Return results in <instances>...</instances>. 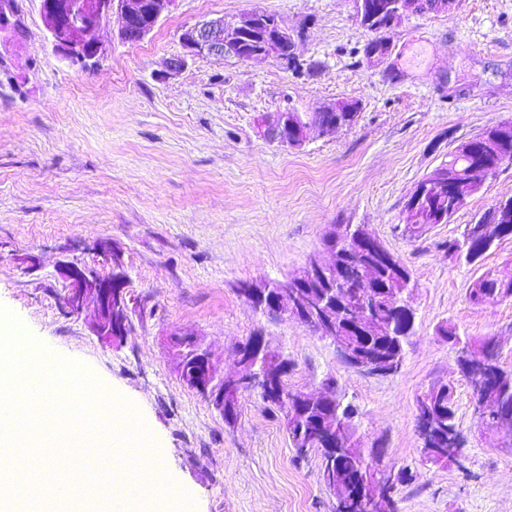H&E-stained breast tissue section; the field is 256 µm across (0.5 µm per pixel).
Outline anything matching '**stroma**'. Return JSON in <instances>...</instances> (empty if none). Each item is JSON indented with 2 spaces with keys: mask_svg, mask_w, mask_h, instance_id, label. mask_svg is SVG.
<instances>
[{
  "mask_svg": "<svg viewBox=\"0 0 512 512\" xmlns=\"http://www.w3.org/2000/svg\"><path fill=\"white\" fill-rule=\"evenodd\" d=\"M23 5V39L0 48V305L135 404L193 512H334L336 497L317 453L296 458L281 414L256 394L242 396L230 427L179 381L166 342L179 329L196 334L221 374L234 371L238 342L259 332L293 362V389L315 393L335 379L359 411V435L384 438V466L409 476L399 512H512V447L476 414L455 349L438 334L448 324L494 338L512 369V298L477 307L467 297L483 274L512 280V239L474 266L442 246L512 197V163L420 239L408 237L403 212L458 143L512 121V0L403 17L394 80L360 62L370 35L351 0H176L133 44L120 39L115 15L94 33L107 57L87 70L54 52L35 0ZM253 7L298 32L296 53L317 70L200 57L166 74L184 28ZM341 99L359 103L357 122L311 133L301 148L258 131L263 115ZM337 224L365 225L416 284L397 373L348 367L304 324L255 312L238 292L297 273ZM103 240L122 250L131 294L129 332L116 347L90 332L92 308L67 311L56 273L63 259L99 266ZM29 254L39 266L27 267ZM437 382L455 389L468 452L460 468L420 458L415 400Z\"/></svg>",
  "mask_w": 512,
  "mask_h": 512,
  "instance_id": "1",
  "label": "stroma"
}]
</instances>
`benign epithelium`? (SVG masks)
<instances>
[{
	"instance_id": "obj_1",
	"label": "benign epithelium",
	"mask_w": 512,
	"mask_h": 512,
	"mask_svg": "<svg viewBox=\"0 0 512 512\" xmlns=\"http://www.w3.org/2000/svg\"><path fill=\"white\" fill-rule=\"evenodd\" d=\"M176 0H39V13L49 35L53 49L72 64L83 65L98 62L107 52L97 41L86 38V34L101 27L113 14L122 19L121 39L126 43L141 41L154 29L163 14L170 10ZM257 24V12L252 9L228 22L224 18L202 20L182 30L180 43L183 54L170 60L168 70L178 72L187 59L213 57L237 59L246 49L238 41L237 34L252 29ZM24 30V6L22 0H0V38L16 41ZM317 129L330 135L334 126L326 123H309L299 126L289 120L288 113L275 112L265 116L259 132L263 136L273 133L281 143L299 147L305 143L309 131ZM102 263L110 268L103 274L93 268L64 261L57 272L64 285V301L70 312L80 314L87 301L94 304L91 331L108 345L121 343L130 327L131 297L126 290L128 276L123 256L112 248L108 241L96 247ZM328 250L314 255L306 267L285 281L273 282L277 291L274 301L275 314L286 313L295 319H315L319 335L329 338L336 335V321L331 311L322 307L317 296L320 289L330 287V274L336 267V258H325ZM337 354L368 375L382 376L385 371L368 359H355L344 349ZM243 373L238 382L247 390L268 395L278 375L276 370L253 371L249 362L240 360ZM179 380L189 389L211 398L217 411L224 412V400L231 398L240 403V391L225 394L215 387V368L207 355L193 361L181 359L177 367Z\"/></svg>"
}]
</instances>
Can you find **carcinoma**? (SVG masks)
Listing matches in <instances>:
<instances>
[{"label": "carcinoma", "mask_w": 512, "mask_h": 512, "mask_svg": "<svg viewBox=\"0 0 512 512\" xmlns=\"http://www.w3.org/2000/svg\"><path fill=\"white\" fill-rule=\"evenodd\" d=\"M358 0H352L355 22L372 38L362 49L366 63H371L370 55L375 53L385 64L383 73L391 80L402 76V72L391 63L395 54L392 38L393 25L387 14L359 11ZM303 116L314 122L338 119L345 126L356 123L359 114L349 115L323 112L316 109ZM490 144L485 150H468L457 146L448 153L445 166L454 176L471 168L480 167L493 176L504 162L512 161V128L500 125L475 136ZM464 207L458 200L453 185L439 186L428 192L415 208L405 207L409 232L421 237L432 224H449ZM364 232L359 224H347L336 231V239L331 246L338 252L354 253L358 243L355 235ZM512 238V221L505 224H468L461 236L444 242L448 255L469 265L481 261L496 242ZM366 261L353 258L336 270L331 283L330 299L336 304V322L342 330L339 336L357 354L380 362L391 372H397L403 364L405 346L414 326V311L410 305V295L415 288L411 273L403 261L397 267H383L375 271L369 282H364L363 266ZM512 297V288L499 279L487 274L477 278L469 290V300L475 305L495 304ZM439 335L456 347V361L462 376L468 381L475 395V409L489 429L502 435L512 445V371L503 369L499 361H494L490 370L495 385L488 390L487 399L477 394L481 377L485 371L482 363L470 359V350L488 348L491 339L472 338L466 342L456 329L441 325ZM280 360L282 391L285 399L273 400L260 396L269 409L287 413L285 400L296 391L288 386V376L293 370L290 360L277 352H272ZM324 389L331 395L332 406L319 402L305 406L294 419H284L285 430L295 454L306 457L315 451L320 457V477L324 485L336 494V512H357L356 497L368 484L379 485L383 475L369 465L372 449L363 447L357 436V408L343 402L338 395L335 381L327 379ZM416 406L430 425V447L452 448L463 458L466 456L465 440L459 429L455 408L454 389L451 385H433L416 398Z\"/></svg>", "instance_id": "obj_1"}]
</instances>
